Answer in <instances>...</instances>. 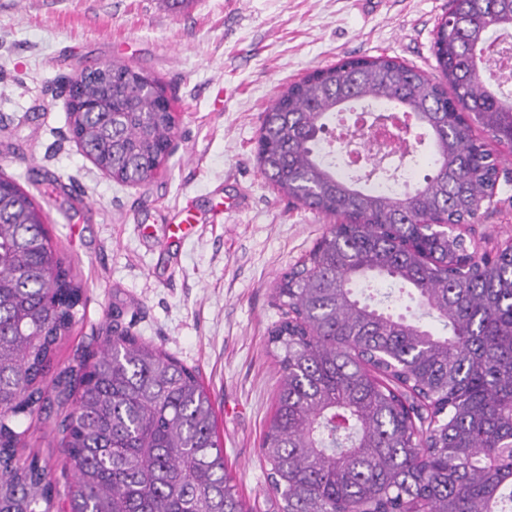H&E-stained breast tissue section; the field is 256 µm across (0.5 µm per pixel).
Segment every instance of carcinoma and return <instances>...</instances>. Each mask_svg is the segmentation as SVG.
Returning a JSON list of instances; mask_svg holds the SVG:
<instances>
[{"instance_id":"1","label":"carcinoma","mask_w":512,"mask_h":512,"mask_svg":"<svg viewBox=\"0 0 512 512\" xmlns=\"http://www.w3.org/2000/svg\"><path fill=\"white\" fill-rule=\"evenodd\" d=\"M495 37L512 52V0H449L433 45L443 81L388 58L347 59L292 83L261 116V172L309 210L350 219L276 288L281 384L262 441L274 512H512V248L490 258L428 225L478 223L494 188L500 161L474 128L512 131V92L483 80ZM105 68L79 75L76 98L94 108L68 106L69 123L99 169L140 183L166 160L172 109L151 73ZM374 104L411 114L430 142V173L412 189L323 152L331 120ZM460 108L469 121L450 138ZM378 281L390 291L373 292ZM81 306L42 210L1 180L0 512H58L52 467L19 459L15 421L68 405L67 512H249L194 371L127 333L55 365Z\"/></svg>"}]
</instances>
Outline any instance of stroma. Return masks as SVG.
Returning a JSON list of instances; mask_svg holds the SVG:
<instances>
[{"mask_svg":"<svg viewBox=\"0 0 512 512\" xmlns=\"http://www.w3.org/2000/svg\"><path fill=\"white\" fill-rule=\"evenodd\" d=\"M448 0H0V176L42 209L85 305L55 362L117 330L196 370L216 401L224 459L252 512H272L262 440L281 371L268 344L280 276L330 218L279 193L256 161L260 116L289 84L351 57L384 56L435 76ZM119 59L172 99L173 148L139 185L103 174L73 140L65 84ZM469 233L512 242V155ZM200 222L159 245L170 215ZM21 456L60 473L55 417L20 420ZM60 485H68L62 477Z\"/></svg>","mask_w":512,"mask_h":512,"instance_id":"35a3bbf8","label":"stroma"}]
</instances>
